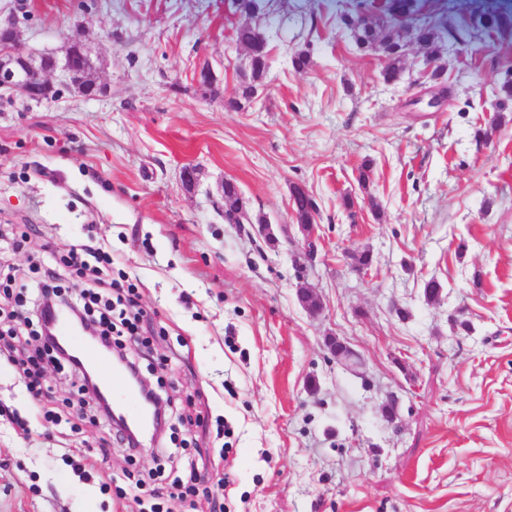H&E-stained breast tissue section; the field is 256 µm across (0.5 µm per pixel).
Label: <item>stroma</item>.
I'll list each match as a JSON object with an SVG mask.
<instances>
[{"label": "stroma", "mask_w": 512, "mask_h": 512, "mask_svg": "<svg viewBox=\"0 0 512 512\" xmlns=\"http://www.w3.org/2000/svg\"><path fill=\"white\" fill-rule=\"evenodd\" d=\"M337 2L269 0L266 76L230 110L248 18L229 0H0L19 53L58 57L80 38L106 88L0 97V225L34 227L5 269L35 279L48 240L109 243L152 330L149 347L124 349L170 420L153 451L129 455L94 410L72 417L68 367L48 365L37 404L0 360V512H142L154 485L193 477L197 495L165 498L166 512H512V29L447 39L451 97L436 110L412 102L420 45L384 83ZM302 47L312 64L298 70ZM206 63L210 89L194 78ZM227 179L247 223L213 207ZM296 183L319 207L302 269L286 242ZM260 215L287 235L259 236ZM330 336L364 375L336 363ZM336 343L338 344V350H336ZM328 347L331 356L336 359L338 363L351 370L352 372L363 375V372L360 371L363 366V359L360 354L349 345L348 342L344 340L337 341L335 337H333L329 341Z\"/></svg>", "instance_id": "1"}]
</instances>
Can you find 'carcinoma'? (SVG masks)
<instances>
[{
    "label": "carcinoma",
    "mask_w": 512,
    "mask_h": 512,
    "mask_svg": "<svg viewBox=\"0 0 512 512\" xmlns=\"http://www.w3.org/2000/svg\"><path fill=\"white\" fill-rule=\"evenodd\" d=\"M366 7L364 0H344L339 20L358 48L373 47L384 58L382 76L388 81L398 79L402 73L401 58L408 39L423 47L427 60L437 62L441 57L445 33L459 38L472 24L488 32L512 28V12L483 11L472 24L462 19L449 22L441 12L420 15L419 0H386L381 10L382 19L377 23L355 22L354 16ZM241 199L237 186L231 181L224 182L225 223H240L235 212L246 208ZM291 207L299 224L311 223L313 214L318 212L313 196L305 194L297 185L291 191Z\"/></svg>",
    "instance_id": "cac0c4a2"
}]
</instances>
